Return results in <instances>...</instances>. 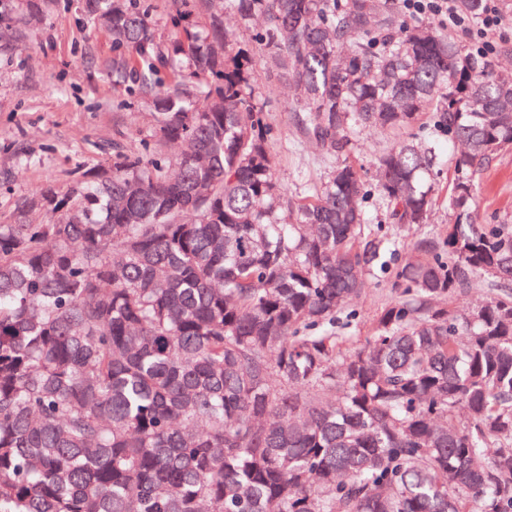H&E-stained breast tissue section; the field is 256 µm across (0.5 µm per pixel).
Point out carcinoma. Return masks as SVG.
<instances>
[{
  "label": "carcinoma",
  "mask_w": 512,
  "mask_h": 512,
  "mask_svg": "<svg viewBox=\"0 0 512 512\" xmlns=\"http://www.w3.org/2000/svg\"><path fill=\"white\" fill-rule=\"evenodd\" d=\"M173 2L166 46L144 0H82L154 129L0 224V512H512V224L471 206L512 150V47L396 25L391 0H228L336 158L290 198L225 2ZM426 111L455 150L445 235L423 230L426 133L375 156L392 224L372 226L349 134ZM385 271L346 346L337 313ZM477 280L496 296L436 304ZM380 282L370 288L366 295L359 301L356 308V316L347 321L342 316L341 324L338 325L339 336H349L347 345H355L357 336H367L370 323L379 312L380 308L391 297L393 288H390V279L388 274H381Z\"/></svg>",
  "instance_id": "carcinoma-1"
}]
</instances>
